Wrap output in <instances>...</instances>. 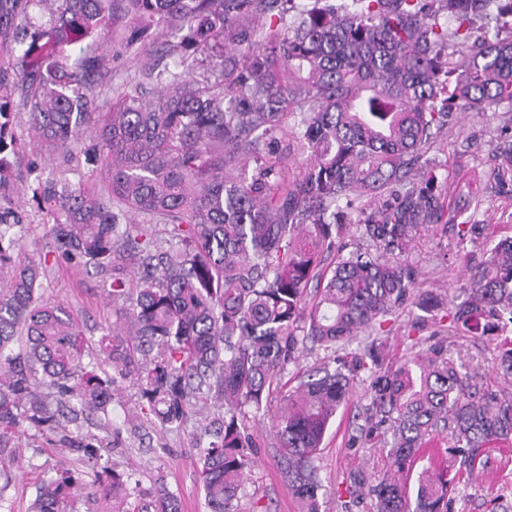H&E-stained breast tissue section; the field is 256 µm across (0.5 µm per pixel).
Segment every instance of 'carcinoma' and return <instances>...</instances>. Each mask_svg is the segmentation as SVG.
<instances>
[{
    "label": "carcinoma",
    "mask_w": 512,
    "mask_h": 512,
    "mask_svg": "<svg viewBox=\"0 0 512 512\" xmlns=\"http://www.w3.org/2000/svg\"><path fill=\"white\" fill-rule=\"evenodd\" d=\"M43 2L0 0V443L23 422L59 427L61 407L73 422L107 421L112 386L133 375L163 430L214 401L197 468L209 512H236L255 448L246 409L257 417L276 395L281 473L306 512H318L326 432L354 377L380 357L371 344L348 366L328 361L290 381L299 343L334 353L406 306L415 271L404 255L423 227L488 245L451 324L483 335L512 324V238L494 242L488 225L460 220L450 176L427 158L452 122L443 101L512 109V26L491 37L474 29L498 0H446L455 43L443 67L448 29L432 0H353L352 10L329 0H118L134 23L129 45L162 26L177 37L166 53L183 60L226 40L247 53L230 62L226 82L169 70L164 94L150 68L104 113L90 86L103 61L84 43L110 27L109 0H63L48 30L31 21ZM266 17L278 25L257 44L252 22ZM16 99L50 151L70 157L95 133L103 193L52 180L33 195L69 259L107 268L128 256L141 269L136 287L115 281L111 290L131 303V344L114 330L94 351L64 306L38 301L45 267L22 256L13 208L25 152L12 129ZM489 162L492 196L512 201V136ZM357 203L380 254L336 256L347 230L337 214ZM498 348L495 385L449 360L443 340L377 376L372 411L391 431L388 469L353 477L375 512H449L448 486L483 466L485 449L512 442V337ZM435 441L448 459L425 458ZM82 450L94 479L56 470L31 512H78L80 497L109 503L105 512H182L166 484L146 499L139 483L100 465L95 446Z\"/></svg>",
    "instance_id": "1"
}]
</instances>
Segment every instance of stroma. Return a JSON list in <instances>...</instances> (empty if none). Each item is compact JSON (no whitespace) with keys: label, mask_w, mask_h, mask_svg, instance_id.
I'll return each instance as SVG.
<instances>
[{"label":"stroma","mask_w":512,"mask_h":512,"mask_svg":"<svg viewBox=\"0 0 512 512\" xmlns=\"http://www.w3.org/2000/svg\"><path fill=\"white\" fill-rule=\"evenodd\" d=\"M132 26L129 17L115 12L112 27L93 44L104 60V68L95 83L96 105L108 111L117 88L138 79L146 66L156 65L159 51L167 41L165 31L153 28L151 47L136 51L123 39ZM500 113L494 111H457L456 120L443 137L432 158L454 178L453 198L462 215L489 225L496 236L512 235V203L478 200L471 189L472 179L488 167V151L506 129ZM13 125L26 144V154L34 167L24 173V187L15 203L25 216L24 252L28 260L47 261V273L40 290L41 300L65 306L83 325L90 343L113 324L121 322L125 304L113 300L110 291L114 279L130 280L136 270L132 260H116L111 268L97 269L61 259L60 246L50 232L47 217L33 199L38 182L66 180L74 185L100 188L105 174L87 164L84 156L71 163L50 152L31 133L30 117L22 106L13 108ZM483 243L459 241L451 235L423 228L417 231L408 263L415 269L414 294L433 293L440 297V309L420 318L416 307L406 306L388 316L377 337L385 366L417 353L435 336L446 338L448 356L456 364L496 379L497 335L471 337L455 335L448 313L463 299L467 268L480 260ZM374 375L359 372L352 395L341 407L326 435L318 462L320 512H373L369 498L353 497L347 491L354 472L363 470L373 476L387 469L385 453L375 448L377 434L372 433L364 410L371 402ZM143 401L132 380L117 383L112 389L108 417L112 423L114 447L104 456L118 471L135 474L143 492H151L156 479L181 498L184 512H209L197 475L196 437L204 425L195 417L182 426L157 430L142 409ZM257 454L244 484L238 512H302L290 493L278 466L276 439L263 420L249 421ZM488 464L479 473L462 477L456 485L451 512H512V452L499 447L487 450ZM0 457L10 465L0 472V512H30L37 485L50 472L65 466L81 481H89L82 451L63 448L54 433H36L22 427L15 438L0 447Z\"/></svg>","instance_id":"stroma-1"}]
</instances>
